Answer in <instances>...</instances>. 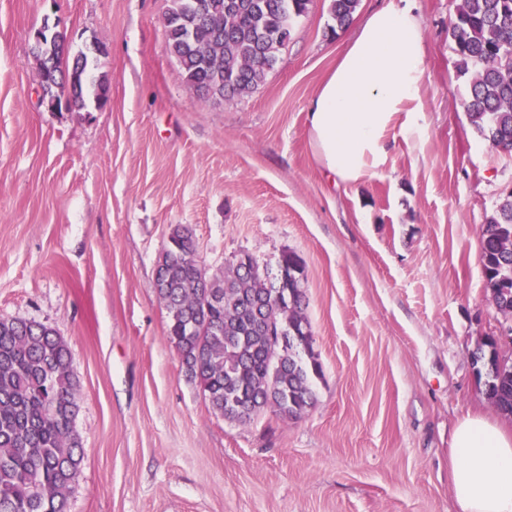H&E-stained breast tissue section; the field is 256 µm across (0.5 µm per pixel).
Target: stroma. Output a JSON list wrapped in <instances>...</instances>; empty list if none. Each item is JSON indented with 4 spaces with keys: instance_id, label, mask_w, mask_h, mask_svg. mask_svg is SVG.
I'll list each match as a JSON object with an SVG mask.
<instances>
[{
    "instance_id": "obj_1",
    "label": "stroma",
    "mask_w": 512,
    "mask_h": 512,
    "mask_svg": "<svg viewBox=\"0 0 512 512\" xmlns=\"http://www.w3.org/2000/svg\"><path fill=\"white\" fill-rule=\"evenodd\" d=\"M329 0L263 85L203 100L167 48L168 0H0V319L52 328L79 389L83 460L68 512H455L456 422L490 404L470 354L501 321L479 228L512 191V155L465 109L455 0H416L426 49L420 134L388 138L379 176L332 186L307 112L346 49ZM107 48V102L52 112L32 36ZM207 275L244 253L305 266L323 375L297 419L215 414L167 341L154 291L174 225Z\"/></svg>"
}]
</instances>
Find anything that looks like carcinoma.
<instances>
[{"label":"carcinoma","mask_w":512,"mask_h":512,"mask_svg":"<svg viewBox=\"0 0 512 512\" xmlns=\"http://www.w3.org/2000/svg\"><path fill=\"white\" fill-rule=\"evenodd\" d=\"M311 0H170L164 27L171 55L202 99L242 96L257 89L278 60L294 22ZM360 0H329L336 28L347 26ZM459 71L470 75L466 111L477 133L512 153V0H458L451 28ZM44 98L68 95L101 102L91 66L105 54L68 57L67 36L44 27L34 34ZM481 259L492 303L512 326V193L479 228ZM190 230L171 229L157 264L156 293L168 313L167 338L187 379L216 414L246 425L270 412L301 417L316 403L322 375L304 314L303 280L279 287L248 253L221 276L191 257ZM216 303L205 304L202 280ZM283 289L287 299L278 301ZM282 332L270 343L259 320ZM485 372L492 406L512 416V359L485 342L471 353ZM77 381L70 351L51 328L23 318L0 320V512H67L81 443L73 430Z\"/></svg>","instance_id":"cac0c4a2"}]
</instances>
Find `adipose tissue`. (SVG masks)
I'll use <instances>...</instances> for the list:
<instances>
[{"mask_svg":"<svg viewBox=\"0 0 512 512\" xmlns=\"http://www.w3.org/2000/svg\"><path fill=\"white\" fill-rule=\"evenodd\" d=\"M426 66L421 24L409 0H388L349 36L347 48L312 99L309 132L334 181L378 175L394 124L421 128L415 101ZM450 490L456 512H512V432L462 417L451 440Z\"/></svg>","mask_w":512,"mask_h":512,"instance_id":"obj_1","label":"adipose tissue"}]
</instances>
